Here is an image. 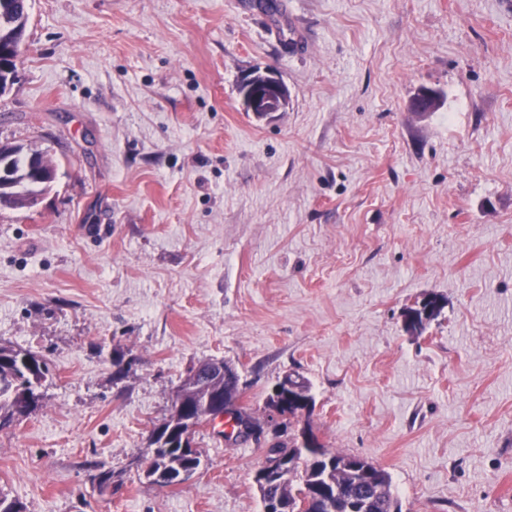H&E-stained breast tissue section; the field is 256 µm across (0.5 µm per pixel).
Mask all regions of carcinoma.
<instances>
[{"label": "carcinoma", "mask_w": 512, "mask_h": 512, "mask_svg": "<svg viewBox=\"0 0 512 512\" xmlns=\"http://www.w3.org/2000/svg\"><path fill=\"white\" fill-rule=\"evenodd\" d=\"M28 22V0H0V48L6 55L13 54L17 42V23ZM33 148L16 143L0 146V161L8 165L5 183L10 191L0 192V209L22 210L43 193L48 185L28 172L29 153ZM50 375L48 359L30 349L16 348L0 342V430L8 429L35 413L42 405L41 388ZM175 398L182 401L195 417L200 428L211 424V420L199 413L203 394L186 389L176 390ZM174 413H169L158 424L153 425L148 438L145 457L137 465L147 464L149 470L141 471L139 479L149 485L176 488L183 484L179 477L198 472L206 464L207 454L202 446L196 450L181 447V425L173 423ZM293 453L302 455L300 449L287 440L272 444L266 454L265 463L274 456ZM381 487L383 493L373 501L368 512H402L401 503L392 490L389 473L367 460L353 455L330 450L324 445L309 450L302 462L279 475L276 481L258 489L261 512H269L268 503L281 502L282 512H303L307 494L319 491L324 500L336 505L359 494L367 488L375 492Z\"/></svg>", "instance_id": "1"}]
</instances>
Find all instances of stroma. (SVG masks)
I'll use <instances>...</instances> for the list:
<instances>
[{"label": "stroma", "mask_w": 512, "mask_h": 512, "mask_svg": "<svg viewBox=\"0 0 512 512\" xmlns=\"http://www.w3.org/2000/svg\"><path fill=\"white\" fill-rule=\"evenodd\" d=\"M275 2L30 0L0 140L59 170L0 211V341L52 367L0 431L25 512H260L266 445L200 431L173 489L129 467L209 359L259 420L303 375L320 441L402 512H512V0ZM257 69L288 88L266 119L239 95Z\"/></svg>", "instance_id": "1"}]
</instances>
